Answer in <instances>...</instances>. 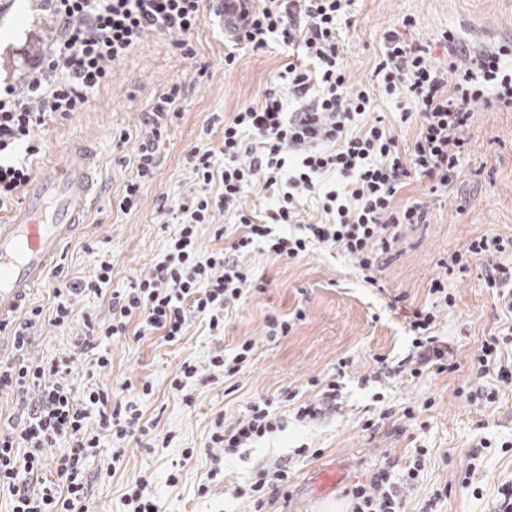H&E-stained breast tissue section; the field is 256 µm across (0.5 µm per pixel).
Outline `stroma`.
Segmentation results:
<instances>
[{
  "label": "stroma",
  "mask_w": 512,
  "mask_h": 512,
  "mask_svg": "<svg viewBox=\"0 0 512 512\" xmlns=\"http://www.w3.org/2000/svg\"><path fill=\"white\" fill-rule=\"evenodd\" d=\"M50 15L48 0H5L0 6V57L8 60L0 80L25 78L29 36L44 35L49 44L59 37L58 29L44 25ZM407 16L416 22L410 39L430 45L441 61L448 57V34L473 57L512 47V0H355L340 25L351 82L374 83L384 35ZM189 41L195 54L186 57L167 36L146 35L111 82L94 92L91 107L48 118L41 129L47 153L73 138L95 141L98 200L33 297L44 311L31 331L30 355L36 360L69 355L85 320L109 319L113 291L129 287L169 251L177 227L162 223L155 208L191 190L190 149H220L225 120L242 105L261 102L267 85L297 57L295 47L277 41L257 52L233 46L211 10ZM231 50L237 62L228 71L224 54ZM175 82L184 87L180 115L159 143V165L142 187L141 205L122 212L117 202L136 171L145 111ZM467 136L457 185L433 195L427 181L413 176L398 191V204L426 203L429 220L403 234L397 255L379 272L380 288L363 283L339 250L313 249L289 264L254 251L243 261L266 288L229 309L223 335H212L195 318L175 343L157 333L130 334L80 355L67 383L79 390L90 381L114 398L135 402L153 426L148 443L137 437L118 445L102 439L85 473L90 512H126L122 497L138 479L146 480V493L163 512H254L250 483L256 474L281 466L288 470V484L274 494L267 512H351V487L368 483L384 467L397 480L409 468L419 470L406 490L404 512H495L500 489L512 486V385L486 377L485 385L498 392L491 404L469 401L467 392L472 358L485 340L512 324V314L487 284L481 264L470 260L449 274L441 262L481 235L512 237V106H475ZM101 250L112 259V283L101 294L73 297L71 326L61 332L48 319L54 290L65 280L92 278ZM441 276L454 304L439 310L434 333L447 342L448 360L457 369H428L414 378L402 368L414 354L405 318L431 305L430 283ZM299 309L304 320L288 335L267 339L268 318L288 319ZM248 339L254 352L238 374L227 378L211 371L212 356L232 354ZM101 355L108 367L97 366ZM186 363L198 373L181 393L171 382ZM335 378L341 387L335 410L314 420L298 418V407ZM145 381L153 387L147 396L141 390ZM260 397L272 401L281 429L247 448L208 447L216 416L235 424ZM408 407L409 417L403 414ZM215 465L221 471L211 483L207 473ZM324 473L333 478L325 487ZM205 482L211 489L203 497L197 488Z\"/></svg>",
  "instance_id": "1"
}]
</instances>
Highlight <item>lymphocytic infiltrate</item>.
I'll list each match as a JSON object with an SVG mask.
<instances>
[{"instance_id":"1","label":"lymphocytic infiltrate","mask_w":512,"mask_h":512,"mask_svg":"<svg viewBox=\"0 0 512 512\" xmlns=\"http://www.w3.org/2000/svg\"><path fill=\"white\" fill-rule=\"evenodd\" d=\"M62 36L27 75V98L14 86L0 91V207L18 201L41 153L40 131L46 118L66 117L86 109L94 91L107 84L114 69L150 33L172 37L183 56L193 55L188 41L204 17V0H49ZM353 0H224L237 6V41L259 51L280 37L299 44L305 64L287 63L270 83L261 103L242 106L224 123L220 150L192 148L188 156L197 185L191 195L162 208L176 214L173 244L150 274L113 292L112 318L87 322L76 339L80 350L97 348L104 340L126 335L129 323L138 334L161 333L166 342L179 341L191 319L205 320L210 331L224 330L226 310L264 283L242 261L252 250L277 261H294L311 249H339L348 256L368 285L397 247L402 233L426 223L428 210L420 203L397 205L395 196L404 177L417 175L433 188L445 189L461 176L459 162L467 151V121L475 105L512 100V66L497 54H486L477 67L450 60L434 66L425 46L407 41L401 29L385 33L383 59L375 69L377 87L352 83L343 60L339 23ZM390 97L408 94L419 114L403 111L400 123L416 120L418 133L411 151L403 153L391 127L371 118L375 89ZM180 85H172L148 105V130L138 147L134 178L118 201L121 211L140 203L143 183L158 163L163 130L176 115ZM297 108H289V99ZM334 174L337 188L320 185ZM261 186L272 200L263 214L248 212L244 198ZM317 207L322 221L306 223L302 202ZM233 217L243 232L230 248L205 250L198 228L214 224L216 214ZM512 250V238L498 234L473 239L465 254H452L450 265L463 257L481 259L486 280L504 290L505 309H512V268L501 264ZM112 261L101 257L85 284L68 282L55 288L52 324L70 325L71 294L86 290L101 294L112 282ZM41 307L31 308L12 333L15 352L0 364V392L16 394L27 420L0 434V491L12 497L11 512H88L84 464L102 436L123 441L133 433L148 435L133 403L113 402L108 391L88 387L75 396L71 385L56 381L70 362H37L26 358L29 331L39 322ZM436 310L424 307L408 322L419 368L448 371V347L433 329ZM270 400L250 403L244 418L225 425L213 421L209 443L216 448H244L280 428ZM63 443L67 451L57 461L59 485L32 492L28 482L42 468L44 449ZM352 512H403L401 488L388 469L374 474L369 485L349 491Z\"/></svg>"}]
</instances>
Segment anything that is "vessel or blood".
Listing matches in <instances>:
<instances>
[{
	"instance_id": "b4317fda",
	"label": "vessel or blood",
	"mask_w": 512,
	"mask_h": 512,
	"mask_svg": "<svg viewBox=\"0 0 512 512\" xmlns=\"http://www.w3.org/2000/svg\"><path fill=\"white\" fill-rule=\"evenodd\" d=\"M97 150L88 141L57 149L24 189L20 207L0 218V331L14 322L44 283L62 244L94 200Z\"/></svg>"
}]
</instances>
